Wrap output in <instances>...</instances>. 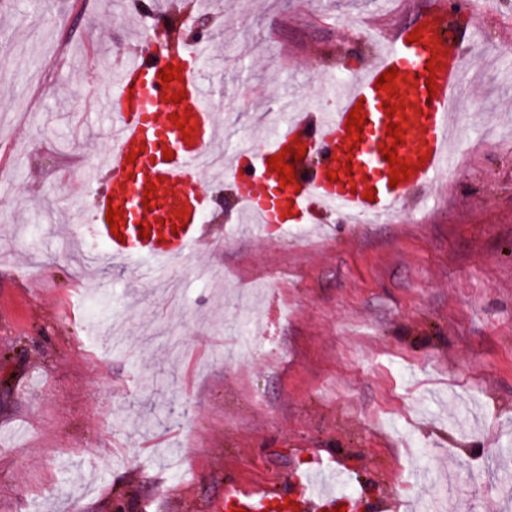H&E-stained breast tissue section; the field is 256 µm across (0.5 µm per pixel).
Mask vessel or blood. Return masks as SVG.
I'll list each match as a JSON object with an SVG mask.
<instances>
[{
  "mask_svg": "<svg viewBox=\"0 0 512 512\" xmlns=\"http://www.w3.org/2000/svg\"><path fill=\"white\" fill-rule=\"evenodd\" d=\"M444 17L435 13L423 22L419 41H410L411 27H398L385 38L380 56L347 84L323 85L325 96L336 99L333 112L289 115L279 123H268L260 145L249 152L247 163L232 161L230 178L240 209L253 220L252 233H264L276 225L287 228L290 221L300 226L326 223L335 215L363 217L371 224L394 223L400 203L411 193L424 190L439 174L455 164L450 147V100L461 80V61L466 31L443 32ZM168 50L162 55L132 53L115 72L108 88L105 110L112 116L111 149L84 166V190L94 201V232L107 242L109 257L120 259L142 274H153L154 264L191 256L206 245L200 219L208 201L200 191L203 165L211 156L216 135L217 114L212 98L204 91L197 65L209 50L208 44L191 41L181 28L167 31ZM180 66L181 79L165 83L158 73L169 64ZM397 68L398 113L386 114L385 91L375 84L389 68ZM436 80V95L428 97V78ZM182 93L174 103V93ZM362 105L366 122L358 147H351L348 118L355 105ZM187 118L192 130L183 137L172 115ZM398 123L404 142L396 152L400 160L415 165L408 179L391 184L390 165L381 145L391 144L388 123ZM305 146L307 156L317 157L315 170L306 163L295 166L294 182L281 184L269 165V158L282 149ZM173 159L164 160L163 151ZM135 162H128V155ZM341 179L331 182L328 172ZM153 186L155 210L164 220L157 223L146 210V186ZM373 192L366 200L365 192ZM122 209L124 225L112 233L107 222L108 206ZM152 230L141 238L140 225ZM345 477L336 460H322L291 480L293 512H336L347 504L350 512H365L364 494L341 497L336 486ZM276 492H225L224 512H273Z\"/></svg>",
  "mask_w": 512,
  "mask_h": 512,
  "instance_id": "vessel-or-blood-1",
  "label": "vessel or blood"
}]
</instances>
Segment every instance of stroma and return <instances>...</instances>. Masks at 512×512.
I'll return each instance as SVG.
<instances>
[{
  "label": "stroma",
  "instance_id": "obj_1",
  "mask_svg": "<svg viewBox=\"0 0 512 512\" xmlns=\"http://www.w3.org/2000/svg\"><path fill=\"white\" fill-rule=\"evenodd\" d=\"M181 2L172 24L212 28L201 79L231 152L289 99L325 109L308 70L353 80L378 51L362 21L437 0ZM129 8L0 0V512H220L329 458L378 506L512 512V0L453 19L502 70L476 73L428 200L233 236L231 183L206 176L209 248L150 283L73 258L100 240L72 221L68 161L111 146L96 94L143 48Z\"/></svg>",
  "mask_w": 512,
  "mask_h": 512
}]
</instances>
